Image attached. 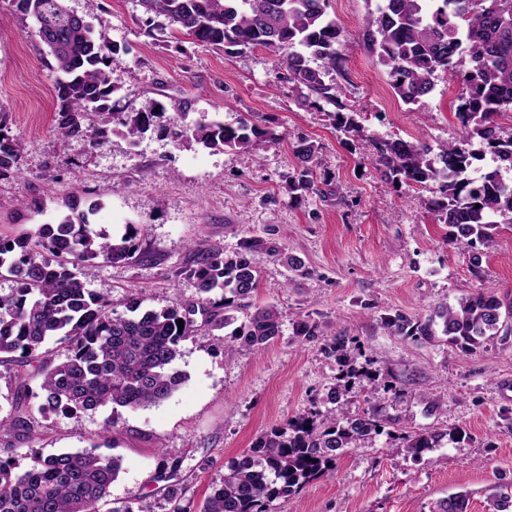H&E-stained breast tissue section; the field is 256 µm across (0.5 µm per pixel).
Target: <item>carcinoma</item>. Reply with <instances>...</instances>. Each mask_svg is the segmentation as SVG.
Masks as SVG:
<instances>
[{"mask_svg":"<svg viewBox=\"0 0 512 512\" xmlns=\"http://www.w3.org/2000/svg\"><path fill=\"white\" fill-rule=\"evenodd\" d=\"M144 13L163 16L176 33L215 49L264 48L279 65L278 79L292 84L296 104L328 112L336 128L355 130L354 117L342 99L341 87L326 80L345 71L337 49L342 30L326 13L327 0H140ZM21 12L35 20L32 35L54 60L57 99L56 130L62 137H86L97 147L111 133L137 144L162 113L152 102L135 112H117L112 105V70L127 50L110 44L85 17L69 11L64 0H18ZM367 52L388 67L389 85L402 102L413 104L433 90L439 70L463 76L456 107L461 122L458 140L438 146L440 166L428 158L431 148L403 139L374 145V163L393 182L435 186L430 200L436 219L448 225V239L471 252L479 266L477 246L492 242V230L512 225V184L499 171L470 177L478 156L466 145L478 137L500 164L512 168V134H500L495 116L512 111V0H383L369 13L362 33ZM320 65H311V57ZM98 117L87 123L88 115ZM0 117V176L21 172L19 143L8 135ZM160 130L176 141L208 149L227 147L251 156L262 142L280 139L276 130L242 118L234 124L202 115L192 124L176 118ZM320 147L309 139L293 146L294 171L288 190L297 200L334 194L317 182ZM53 224H36L13 238H0V277L15 288L0 295V355L19 354L17 362L33 366L22 387L41 377L36 408L11 405L0 419V433L23 432L34 437L35 415L77 414L110 405L137 409L169 398L184 381L176 368L180 343L201 328L232 327V342L261 347L281 333L276 308L265 306L234 326L233 312L250 306L259 270L253 254L269 256L307 274L302 261L260 239L244 240L226 252L204 244L194 249L184 271L199 293L192 305H172L118 315L112 301L86 287L80 269L101 260L118 263L135 258L141 229L126 227L113 237L90 221L86 211L67 205ZM219 292L216 301L211 295ZM202 316L197 323L195 315ZM502 302L477 291L456 304H440L426 317L397 315L388 326L417 342L436 336L472 354L509 330ZM183 321L178 329L177 321ZM55 344V348L48 344ZM338 384L325 402L326 413L314 411L265 433L241 455L212 487L201 512H269L275 500L297 491L311 478L330 470L346 448L369 443L383 426L377 411L336 417L334 406L346 394ZM454 431L397 436L399 447L414 457L437 448ZM121 469L116 457L96 448L43 455L34 453L20 466L0 457V512H101L112 482ZM470 496L458 493L436 502L430 512H469Z\"/></svg>","mask_w":512,"mask_h":512,"instance_id":"1","label":"carcinoma"}]
</instances>
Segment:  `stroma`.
<instances>
[{
	"label": "stroma",
	"mask_w": 512,
	"mask_h": 512,
	"mask_svg": "<svg viewBox=\"0 0 512 512\" xmlns=\"http://www.w3.org/2000/svg\"><path fill=\"white\" fill-rule=\"evenodd\" d=\"M381 0H328L342 28L344 101L357 129L337 130L327 113L299 108L275 58L262 49L224 51L175 37L162 17L147 19L139 0H66L111 43L127 47L112 73L118 109L163 105L166 116L201 113L232 123L246 117L281 135L251 158L224 149L175 143L150 132L138 146L120 136L94 148L56 132L54 78L46 47L15 0H0V113L22 145L21 172L0 177V236L52 222L62 202L97 205L92 220L111 235L145 225L139 255L82 267L87 287L108 296L114 312L133 305L160 310L198 299L182 269L198 242L230 252L259 237L299 257L297 275L258 252L260 281L251 303L273 306L281 334L263 348L220 344L213 330L181 342L180 388L159 405L102 407L49 415L38 439L0 438V456L26 463L31 453L76 452L97 446L121 460L109 507L150 504L171 512L163 460L179 461L178 483L192 512L228 465L264 433L295 416L325 410L342 365L336 336L348 337L361 369L343 398L344 414L377 410L386 432L374 443L345 449L330 472L270 512H430L451 494L468 493L471 512L512 484V332L467 354L446 337L417 343L387 321L429 315L439 303L485 290L512 301V226H501L481 250L480 265L446 238L429 210L432 193L385 180L373 162L379 141H455L462 83L444 71L432 92L413 104L396 98L384 66L362 43L370 12ZM302 138L319 143L320 167L341 200H295L287 177ZM308 325L312 336L299 333ZM448 429L461 436L419 458L397 448L396 434Z\"/></svg>",
	"instance_id": "stroma-1"
}]
</instances>
